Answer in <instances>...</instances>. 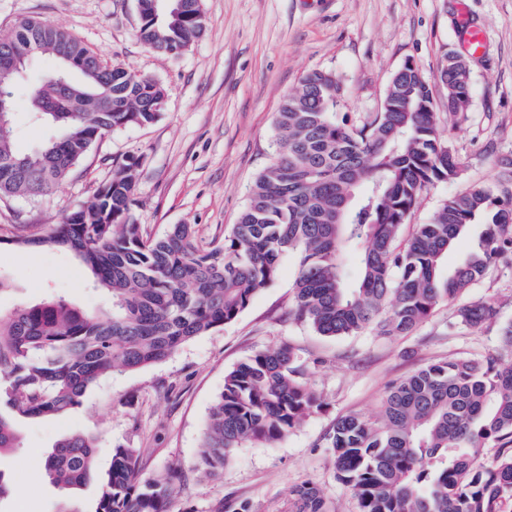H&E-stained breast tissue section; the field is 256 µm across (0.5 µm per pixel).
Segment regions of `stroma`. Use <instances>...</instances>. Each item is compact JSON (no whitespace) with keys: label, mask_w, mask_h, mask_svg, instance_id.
Returning <instances> with one entry per match:
<instances>
[{"label":"stroma","mask_w":512,"mask_h":512,"mask_svg":"<svg viewBox=\"0 0 512 512\" xmlns=\"http://www.w3.org/2000/svg\"><path fill=\"white\" fill-rule=\"evenodd\" d=\"M204 36L179 56L146 48L138 38L134 0H0V34L24 19H41L77 34L101 58L166 89L165 107L145 127L132 126L97 141L49 198L0 202V225L19 236L62 223L88 202L129 155L141 165L134 217L145 234L191 224L202 239L223 237L245 208L249 189L274 150V121L284 96L319 69L336 74L347 95L351 124L379 111L392 75L416 64L432 89L440 127L460 158V179L431 186L410 221L430 222L443 199L473 186H496L512 161V0H203ZM484 29L482 54L463 44L460 13ZM456 53L470 71L463 118L448 114L439 69ZM297 258L284 256L279 277L260 290L234 320L196 337L162 362L100 378L80 405L61 418H21L17 448L0 455L12 491L0 512H94L99 486L64 490L43 476L55 443L72 432L98 439L99 471L114 448L139 452L143 477L177 467L170 512H222L248 503L251 512H285L289 492L317 487L334 512H360L355 494L335 474L326 437L336 419H377L389 385L427 363L498 355L502 329L512 324V271L491 269L466 301L486 300L495 316L481 328L456 326L454 308L438 306L408 336L366 331L331 338L292 320ZM0 313L44 300L65 299L88 310L104 307L85 270L59 249L0 246ZM290 344L304 380L324 408L273 446L237 448L221 475L202 478L198 452L224 376L255 351Z\"/></svg>","instance_id":"35a3bbf8"}]
</instances>
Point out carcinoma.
Here are the masks:
<instances>
[{"instance_id":"obj_1","label":"carcinoma","mask_w":512,"mask_h":512,"mask_svg":"<svg viewBox=\"0 0 512 512\" xmlns=\"http://www.w3.org/2000/svg\"><path fill=\"white\" fill-rule=\"evenodd\" d=\"M135 2L139 38L152 50L181 54L205 31L201 0H177L167 12L154 11L153 0ZM20 45L56 63L28 91L25 111L59 134L21 152L13 115L0 122V200L49 195L96 141L155 122L166 96L157 81L108 65L74 33L41 20H24L0 37V89L9 95L21 79L3 69ZM441 81L453 102L448 113L463 114L470 98L465 61L445 56ZM345 92L336 74L312 70L285 96L274 122L276 154L222 240L202 241L190 224L144 235L133 215L134 155L50 231L17 239L0 227V244L71 253L112 301L97 312L58 300L0 316V453L17 447V418L67 416L99 378L159 363L234 320L278 278L286 253L298 259L290 315L331 337L367 329L408 335L490 269L512 270V169L496 191L473 187L447 197L429 223L402 238L424 192L462 171L421 70L411 62L397 70L381 110L359 125L338 112ZM479 219L472 248L442 272L448 251ZM493 316L490 302L471 301L456 307L455 324L477 329ZM301 375L289 344L258 351L225 375L199 451L204 476L222 471L234 449L271 446L323 409ZM327 441L337 477L361 512H506L512 362H431L389 386L379 421L342 416ZM488 448L498 453L485 463ZM98 452L95 438L72 433L47 456L45 475L64 489L97 477L96 512H170L175 472L142 481L137 449L115 448L110 468L98 475ZM288 512L334 510L303 485L290 492Z\"/></svg>"}]
</instances>
